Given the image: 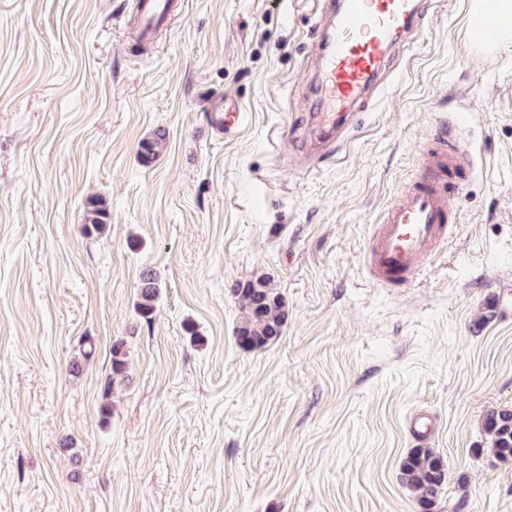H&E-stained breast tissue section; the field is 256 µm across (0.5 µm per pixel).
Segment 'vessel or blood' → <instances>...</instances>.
Listing matches in <instances>:
<instances>
[{"label":"vessel or blood","instance_id":"b4317fda","mask_svg":"<svg viewBox=\"0 0 512 512\" xmlns=\"http://www.w3.org/2000/svg\"><path fill=\"white\" fill-rule=\"evenodd\" d=\"M432 0H329L321 17L317 82L328 103L310 116L303 139L309 157L344 147L354 115L385 86L403 39L420 28ZM174 8L173 0H137L141 38L153 35ZM493 4L472 20L476 45H495ZM473 169L467 143L441 129L424 176L384 213L369 244L366 271L382 287H401L417 265L456 229L453 202Z\"/></svg>","mask_w":512,"mask_h":512}]
</instances>
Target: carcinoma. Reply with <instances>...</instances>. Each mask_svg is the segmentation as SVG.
<instances>
[{
	"mask_svg": "<svg viewBox=\"0 0 512 512\" xmlns=\"http://www.w3.org/2000/svg\"><path fill=\"white\" fill-rule=\"evenodd\" d=\"M166 145V132L158 130L146 139L140 147V156L146 163L154 160ZM109 218L105 201L99 198L88 200V233H100ZM160 281L157 275L147 270L142 275L141 289L136 308L139 314L150 319L160 295ZM242 310L241 320L235 334L240 347L246 350H259L282 334L287 319L286 303L283 295L270 286L264 277L249 281L233 289ZM80 356L70 365V372L79 373L82 363L95 352L94 341L86 337L81 343ZM484 431L489 437L488 451L502 462L512 461V410H493L484 419ZM401 475L404 484L415 492L420 512H434L440 490L448 481V470L441 458L426 447L413 449L403 460Z\"/></svg>",
	"mask_w": 512,
	"mask_h": 512,
	"instance_id": "1",
	"label": "carcinoma"
}]
</instances>
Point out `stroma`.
<instances>
[{
  "instance_id": "35a3bbf8",
  "label": "stroma",
  "mask_w": 512,
  "mask_h": 512,
  "mask_svg": "<svg viewBox=\"0 0 512 512\" xmlns=\"http://www.w3.org/2000/svg\"><path fill=\"white\" fill-rule=\"evenodd\" d=\"M470 3L434 0L314 162L288 136L318 108L321 0H175L143 42L134 0H0V512H419L415 413L448 468L435 512H512L483 430L512 409V315L476 321L512 280V46L473 44ZM444 126L475 150L459 230L408 287L372 284L380 216ZM258 277L288 318L249 351L233 290ZM88 205L86 230L88 234L100 233L104 230L109 218L107 205L99 198L89 199ZM140 288L136 308L139 314L148 320L155 311L161 288L160 281L152 270L143 273Z\"/></svg>"
}]
</instances>
